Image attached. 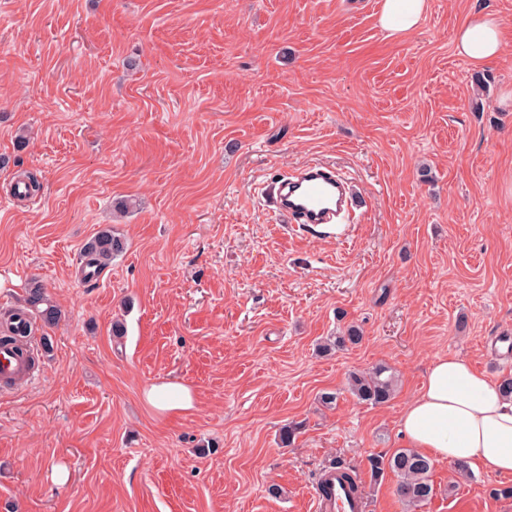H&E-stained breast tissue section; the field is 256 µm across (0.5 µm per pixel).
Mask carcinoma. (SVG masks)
<instances>
[{
  "label": "carcinoma",
  "instance_id": "carcinoma-1",
  "mask_svg": "<svg viewBox=\"0 0 512 512\" xmlns=\"http://www.w3.org/2000/svg\"><path fill=\"white\" fill-rule=\"evenodd\" d=\"M124 250L125 242L122 237L110 228L100 230L81 250V271L84 277L95 276L122 255ZM24 310L37 315L43 325L48 327L56 325L61 317V310L51 301L44 285L37 280L28 285ZM362 339V330L350 325L341 335L324 345L323 350L327 352L358 345ZM348 385L357 400L375 406L388 403L395 392L394 376L384 364H378L366 373H350ZM371 470L376 479L384 477L387 471L397 475L396 494L401 502L410 507H420L433 496L431 460L412 448H400L387 457L372 458Z\"/></svg>",
  "mask_w": 512,
  "mask_h": 512
}]
</instances>
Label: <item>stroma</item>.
I'll return each mask as SVG.
<instances>
[{"label": "stroma", "mask_w": 512, "mask_h": 512, "mask_svg": "<svg viewBox=\"0 0 512 512\" xmlns=\"http://www.w3.org/2000/svg\"><path fill=\"white\" fill-rule=\"evenodd\" d=\"M382 2L0 0V310L36 279L62 311L0 387V512H316L333 465L365 512H406L369 460L405 447L430 363L512 375V0H430L398 40ZM475 9L506 29L482 69L453 50ZM311 162L355 185L341 237L266 203ZM104 228L126 251L84 281ZM381 363L394 398L358 401L349 373ZM169 383L191 407L147 402ZM453 470L417 512H512V475Z\"/></svg>", "instance_id": "35a3bbf8"}]
</instances>
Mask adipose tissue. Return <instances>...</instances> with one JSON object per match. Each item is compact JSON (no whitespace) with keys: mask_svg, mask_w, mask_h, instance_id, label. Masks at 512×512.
<instances>
[{"mask_svg":"<svg viewBox=\"0 0 512 512\" xmlns=\"http://www.w3.org/2000/svg\"><path fill=\"white\" fill-rule=\"evenodd\" d=\"M428 9L429 0H383L378 26L386 38L400 39L419 29ZM504 46L503 21L491 11L474 12L454 33L455 55L477 69L498 59ZM400 426L410 447L437 459L512 475V398L458 355L431 363Z\"/></svg>","mask_w":512,"mask_h":512,"instance_id":"1","label":"adipose tissue"}]
</instances>
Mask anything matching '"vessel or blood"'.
Masks as SVG:
<instances>
[{
    "label": "vessel or blood",
    "mask_w": 512,
    "mask_h": 512,
    "mask_svg": "<svg viewBox=\"0 0 512 512\" xmlns=\"http://www.w3.org/2000/svg\"><path fill=\"white\" fill-rule=\"evenodd\" d=\"M350 204L347 183L333 170L320 165L306 167L284 185L277 201L278 211L295 224L317 227L333 223ZM327 494H316L318 512H363L364 502L342 479L339 469L322 472Z\"/></svg>",
    "instance_id": "b4317fda"
}]
</instances>
